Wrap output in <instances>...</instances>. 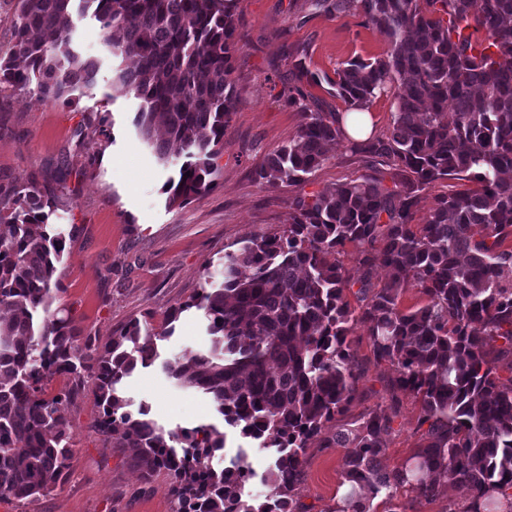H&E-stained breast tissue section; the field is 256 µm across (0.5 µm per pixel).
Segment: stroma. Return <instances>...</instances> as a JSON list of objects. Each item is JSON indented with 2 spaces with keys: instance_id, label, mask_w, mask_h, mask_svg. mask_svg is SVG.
Returning a JSON list of instances; mask_svg holds the SVG:
<instances>
[{
  "instance_id": "35a3bbf8",
  "label": "stroma",
  "mask_w": 512,
  "mask_h": 512,
  "mask_svg": "<svg viewBox=\"0 0 512 512\" xmlns=\"http://www.w3.org/2000/svg\"><path fill=\"white\" fill-rule=\"evenodd\" d=\"M238 14L237 102L224 130L220 174L211 191L184 207L165 206V183L174 171L139 138L137 102L114 93L113 60L92 13H75L72 48L98 60L95 85L77 87L68 105L34 94H0V176L23 182L37 174L50 180L65 161L73 170L66 181L62 222L75 232L65 241L56 277L63 286L58 301L71 308L82 335L104 339L133 318L160 328L169 309L199 293L207 260L287 223L296 188L265 189L254 180L268 153L296 136L301 123L298 109L270 81L275 65L303 54L310 70L325 77L321 85L307 87L310 99L343 113L347 106L331 95L329 77L341 63L381 58L387 51L385 40L356 11L325 13L310 7L309 0H239ZM81 140L99 153L93 172L86 175L79 172L85 162L77 149ZM370 173L366 153L346 137L331 148L305 189L312 192ZM349 342L359 380L353 402L336 418L340 425L365 409L388 407L394 376L390 365L375 362L365 328H357ZM158 347L159 362L127 380L132 409L147 407L150 417L168 430L217 422L208 400L178 385L163 368L184 349H210L200 314L182 316L173 336ZM419 413L418 404L403 397L381 455L387 469L401 467L416 451ZM67 416L74 453L65 482L34 503L0 496V512H172L166 472L143 481L126 455L106 447L96 430L99 409L89 391L80 392ZM343 456L340 448L308 449L301 501L310 512H333L350 493L342 478Z\"/></svg>"
}]
</instances>
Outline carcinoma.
<instances>
[{
	"label": "carcinoma",
	"mask_w": 512,
	"mask_h": 512,
	"mask_svg": "<svg viewBox=\"0 0 512 512\" xmlns=\"http://www.w3.org/2000/svg\"><path fill=\"white\" fill-rule=\"evenodd\" d=\"M93 9L103 42L134 67L113 89L140 102L136 127L157 159L176 170L166 208L210 191L224 128L235 110L238 0H19L14 43L0 60V92L72 103L91 86L96 59L71 50L73 6ZM324 11L356 10L388 45L374 61L353 59L327 79L351 109L393 97L387 133L366 147L385 176L368 175L298 193L288 224L224 253L204 268L201 292L170 309L161 331L132 319L106 341L76 331L55 305L65 235L56 220L63 163L48 182L0 179V494L32 503L65 479L72 458L66 408L93 381L97 430L148 480L172 478L173 512H305L306 452L344 448L352 486L334 512H406L397 492L410 485L432 502L451 487L469 496L466 512H512V376L498 363L512 353V0H310ZM282 95L301 109L297 135L255 171L273 188H299L345 136L340 113L311 110L304 85H319L305 59L276 74ZM455 112L448 122V107ZM468 184L434 198L414 223L420 193L440 180ZM355 249L350 271L337 259ZM386 269L376 281L375 267ZM359 305L350 308L344 289ZM416 290L426 303L402 310ZM196 309L212 336L206 354L184 352L165 369L208 395L225 424L268 452L263 476L273 493L245 495L256 472L246 455L215 463L224 433L212 424L164 431L127 410L123 382L159 358L156 340ZM367 329L376 362L395 367L392 391L420 405L417 452L397 469L381 464L396 399L335 427L355 399L358 376L347 337ZM504 341V346L497 345ZM56 376L64 388L48 392Z\"/></svg>",
	"instance_id": "carcinoma-1"
}]
</instances>
